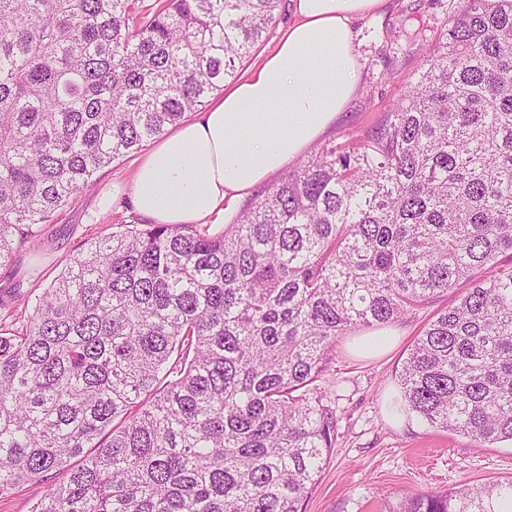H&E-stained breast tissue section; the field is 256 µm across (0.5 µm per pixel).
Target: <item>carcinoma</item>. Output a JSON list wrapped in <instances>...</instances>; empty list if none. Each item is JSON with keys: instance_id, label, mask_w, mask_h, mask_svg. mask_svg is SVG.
I'll use <instances>...</instances> for the list:
<instances>
[{"instance_id": "carcinoma-1", "label": "carcinoma", "mask_w": 512, "mask_h": 512, "mask_svg": "<svg viewBox=\"0 0 512 512\" xmlns=\"http://www.w3.org/2000/svg\"><path fill=\"white\" fill-rule=\"evenodd\" d=\"M280 0H0V269L78 191L235 77ZM366 137L237 223L118 224L0 326V496L30 512H302L334 448L336 337L448 292L399 385L512 442V0H462ZM512 478L395 512H504ZM44 490L43 485L29 484L6 496L0 497V512H28L33 501Z\"/></svg>"}]
</instances>
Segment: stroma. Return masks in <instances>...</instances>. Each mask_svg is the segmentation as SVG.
<instances>
[{"label":"stroma","instance_id":"obj_1","mask_svg":"<svg viewBox=\"0 0 512 512\" xmlns=\"http://www.w3.org/2000/svg\"><path fill=\"white\" fill-rule=\"evenodd\" d=\"M461 0H386L376 14L354 19L358 65L356 89L320 141L340 144L363 138L371 123L404 91L418 69L421 49L434 43L459 11ZM132 154L96 175L52 223L18 253L15 274L0 273V293L34 295L35 281L49 283L90 239L113 225L139 223L130 200ZM435 308L405 315L386 327L382 349L361 350L367 330L338 337L317 385L337 420L336 444L304 512H392L397 493L480 486L512 476V443L480 444L466 435L423 427L400 411L399 373Z\"/></svg>","mask_w":512,"mask_h":512}]
</instances>
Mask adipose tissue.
Here are the masks:
<instances>
[{"label":"adipose tissue","instance_id":"adipose-tissue-1","mask_svg":"<svg viewBox=\"0 0 512 512\" xmlns=\"http://www.w3.org/2000/svg\"><path fill=\"white\" fill-rule=\"evenodd\" d=\"M384 0H292L293 21L248 76L140 159L131 201L154 224L223 215L302 155L356 85L351 22Z\"/></svg>","mask_w":512,"mask_h":512}]
</instances>
